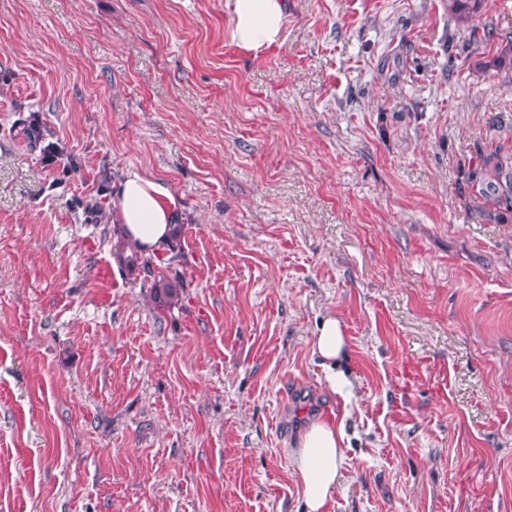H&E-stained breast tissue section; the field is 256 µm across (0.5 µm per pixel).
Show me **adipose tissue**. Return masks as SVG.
Here are the masks:
<instances>
[{"label":"adipose tissue","instance_id":"obj_1","mask_svg":"<svg viewBox=\"0 0 512 512\" xmlns=\"http://www.w3.org/2000/svg\"><path fill=\"white\" fill-rule=\"evenodd\" d=\"M232 41L242 50L255 54L277 43L285 31L284 0H226ZM112 207L126 239L140 250L154 252L167 245L178 224L182 204L163 180L128 171L112 193ZM348 340L339 319L326 317L312 342L313 354L330 372L327 384L332 392H342L343 374L332 367L345 356ZM343 426L330 420L310 423L298 441L294 458L305 512H328L333 494L342 477L345 454Z\"/></svg>","mask_w":512,"mask_h":512}]
</instances>
